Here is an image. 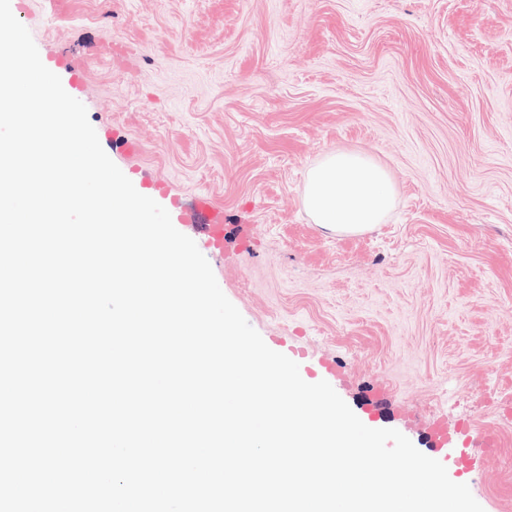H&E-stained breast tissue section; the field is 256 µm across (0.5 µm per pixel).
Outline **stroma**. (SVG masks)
<instances>
[{"label": "stroma", "instance_id": "1", "mask_svg": "<svg viewBox=\"0 0 512 512\" xmlns=\"http://www.w3.org/2000/svg\"><path fill=\"white\" fill-rule=\"evenodd\" d=\"M20 21L138 192L208 196L223 252L172 223L272 350L335 367L421 452L447 425L484 512H512V0H27ZM335 149L390 170L384 224L312 223Z\"/></svg>", "mask_w": 512, "mask_h": 512}]
</instances>
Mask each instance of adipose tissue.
<instances>
[{
  "mask_svg": "<svg viewBox=\"0 0 512 512\" xmlns=\"http://www.w3.org/2000/svg\"><path fill=\"white\" fill-rule=\"evenodd\" d=\"M313 223L339 236L384 223L395 206L389 170L357 151H330L308 171L302 197Z\"/></svg>",
  "mask_w": 512,
  "mask_h": 512,
  "instance_id": "1",
  "label": "adipose tissue"
}]
</instances>
